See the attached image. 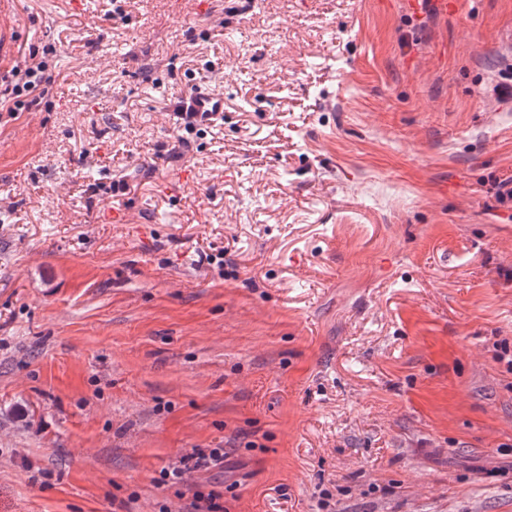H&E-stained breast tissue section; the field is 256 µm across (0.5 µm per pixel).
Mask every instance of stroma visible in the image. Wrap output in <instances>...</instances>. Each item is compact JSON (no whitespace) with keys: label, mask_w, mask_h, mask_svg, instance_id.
Here are the masks:
<instances>
[{"label":"stroma","mask_w":512,"mask_h":512,"mask_svg":"<svg viewBox=\"0 0 512 512\" xmlns=\"http://www.w3.org/2000/svg\"><path fill=\"white\" fill-rule=\"evenodd\" d=\"M455 2L16 0L0 512H512V0ZM24 65L21 66L18 62L12 67L10 73L11 80L9 84L3 90L1 94L0 89V100L2 103V96L4 100L6 95L12 96L14 99V107L9 109V112H18L22 108H29V105L25 104V101L19 99L23 93L26 95L34 92L41 86L50 84L52 76L47 73L48 65L44 61L37 63H28L26 55H24ZM11 86V87H10ZM194 112H203L205 118L206 112H218L217 117L224 112V92L219 88H207L194 91L189 98ZM218 465L224 466V451L220 448L195 449L178 461V464L163 468L158 482L165 485H178L183 476L191 471L209 470ZM187 508L188 512H224V493L215 489L207 494L196 491Z\"/></svg>","instance_id":"35a3bbf8"}]
</instances>
